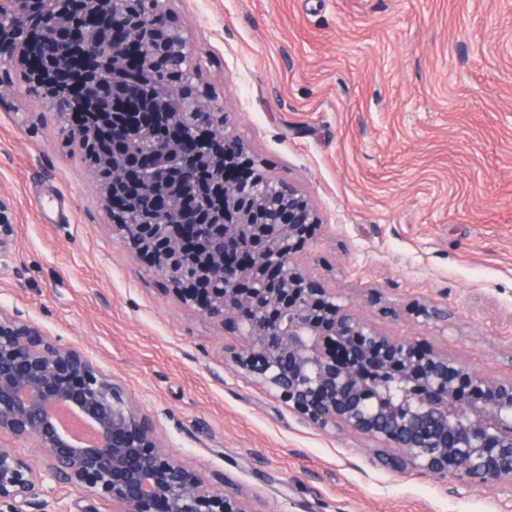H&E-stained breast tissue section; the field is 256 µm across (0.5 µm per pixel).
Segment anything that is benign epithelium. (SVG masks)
Listing matches in <instances>:
<instances>
[{"instance_id":"7a95c632","label":"benign epithelium","mask_w":512,"mask_h":512,"mask_svg":"<svg viewBox=\"0 0 512 512\" xmlns=\"http://www.w3.org/2000/svg\"><path fill=\"white\" fill-rule=\"evenodd\" d=\"M116 0H0V61L26 73L43 108H63V143L112 157L105 187L87 168L112 234L187 308L231 319L248 381L322 432L347 430L379 464L464 483L512 484V380L496 381L409 338L394 339L302 268L298 244L322 224L291 184L257 172L228 129L224 99L199 79L191 40L157 3L118 15ZM160 62L182 79L147 92ZM65 408L85 441L54 415ZM0 432L31 439L45 469L0 447V512L50 485L89 490L123 512H257L224 475L210 481L165 449L157 421L81 349L0 308Z\"/></svg>"}]
</instances>
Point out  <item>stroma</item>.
<instances>
[{"label":"stroma","mask_w":512,"mask_h":512,"mask_svg":"<svg viewBox=\"0 0 512 512\" xmlns=\"http://www.w3.org/2000/svg\"><path fill=\"white\" fill-rule=\"evenodd\" d=\"M257 168L323 224L305 270L382 333L512 378V0H166ZM21 84L0 101V307L89 352L180 463L262 512H502L487 488L391 472L237 372L204 319L112 235L90 172ZM434 304L447 323L417 317ZM60 485L24 512H120Z\"/></svg>","instance_id":"obj_1"}]
</instances>
